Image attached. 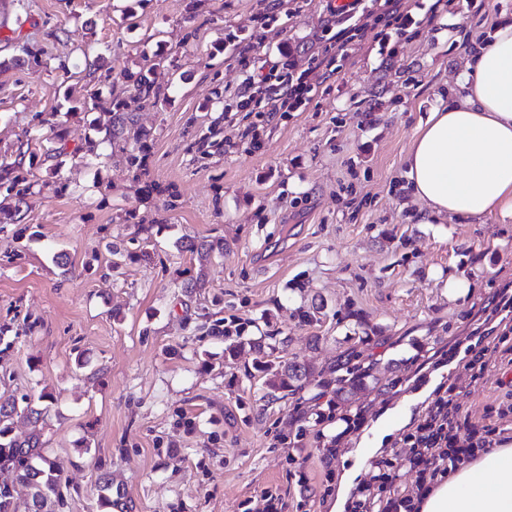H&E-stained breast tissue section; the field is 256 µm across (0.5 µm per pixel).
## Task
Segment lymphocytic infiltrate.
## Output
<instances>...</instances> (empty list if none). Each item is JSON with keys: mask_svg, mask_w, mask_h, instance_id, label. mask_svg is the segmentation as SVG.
<instances>
[{"mask_svg": "<svg viewBox=\"0 0 512 512\" xmlns=\"http://www.w3.org/2000/svg\"><path fill=\"white\" fill-rule=\"evenodd\" d=\"M274 74L279 75L280 81L267 93V110L272 115L293 110L303 96L322 87L333 71L315 65L299 73L283 74L273 62L267 72L246 79L244 93H251ZM467 417L457 401L455 387L439 394L419 423L406 434L402 452L372 461L377 483L371 488H359L351 512H418L416 495L428 492L437 479L447 476L463 460L503 441L502 430L491 425L462 429L460 422ZM405 467L417 474V487L412 494L397 485L399 472Z\"/></svg>", "mask_w": 512, "mask_h": 512, "instance_id": "f902f5d3", "label": "lymphocytic infiltrate"}]
</instances>
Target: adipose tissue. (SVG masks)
<instances>
[{
  "instance_id": "ef3b65f1",
  "label": "adipose tissue",
  "mask_w": 512,
  "mask_h": 512,
  "mask_svg": "<svg viewBox=\"0 0 512 512\" xmlns=\"http://www.w3.org/2000/svg\"><path fill=\"white\" fill-rule=\"evenodd\" d=\"M423 219L512 216V21L496 26L404 160ZM419 512H512V443L439 479Z\"/></svg>"
}]
</instances>
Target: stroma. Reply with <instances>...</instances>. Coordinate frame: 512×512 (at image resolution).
Here are the masks:
<instances>
[{
  "instance_id": "1",
  "label": "stroma",
  "mask_w": 512,
  "mask_h": 512,
  "mask_svg": "<svg viewBox=\"0 0 512 512\" xmlns=\"http://www.w3.org/2000/svg\"><path fill=\"white\" fill-rule=\"evenodd\" d=\"M189 3L0 0V155L41 114L84 143L66 95L122 93L121 71L153 69L170 96L138 112L146 179L118 151L69 161L65 190L22 207L32 238L0 223V394L54 395L59 512H101V468L128 512H332L342 479L372 482L371 461L452 384L471 422L512 429V363L479 386L465 370L485 329L512 326L491 302L512 296V217L422 223L403 164L475 48L463 33L487 37L512 0H403L414 23L382 44L384 0H363L365 37L336 44L309 102L252 104L253 143L220 97L267 60L306 69L342 27L336 0ZM90 45L105 65L73 68ZM163 51L170 66L153 68ZM215 119L224 147L205 155ZM147 182L160 191L143 203ZM217 238L223 256L204 263L180 246ZM217 322L241 337L234 353ZM262 336L309 365L302 398L272 399L253 376ZM348 352L373 371L340 394L328 371Z\"/></svg>"
}]
</instances>
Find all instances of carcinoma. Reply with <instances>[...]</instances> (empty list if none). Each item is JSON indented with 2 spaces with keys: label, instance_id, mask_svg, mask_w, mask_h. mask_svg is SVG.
<instances>
[{
  "label": "carcinoma",
  "instance_id": "cac0c4a2",
  "mask_svg": "<svg viewBox=\"0 0 512 512\" xmlns=\"http://www.w3.org/2000/svg\"><path fill=\"white\" fill-rule=\"evenodd\" d=\"M129 92L118 96H103L94 93L82 100H76L70 106V113H88L101 110L110 116L105 127L95 128V136L81 147L69 148L61 134L52 137L38 136L36 140L45 143L43 156L51 161L47 168L46 179L42 187L55 189L65 160L83 162L88 156L98 155L103 148L119 147L125 153L128 166L135 171V178H140L147 171L149 151V133L141 127L136 119V111L146 106H156L169 98L168 89L156 85L144 74L125 73ZM31 170L19 159L0 158V192L4 193L0 204V221H11L18 225L12 239H23L29 226L22 224L20 204L28 195L32 182ZM182 249L195 254L201 260L212 254H224V242L187 241ZM257 352L256 370L265 377L268 395L275 399L296 395L304 388L303 381L309 377V369L295 360L285 359L273 362L267 359V352L262 341L254 342ZM344 371L336 377L339 389L354 393L364 388L365 378L371 376L372 367L350 365L346 361L337 364L333 371ZM54 401L50 393H42L37 401L25 399L21 406L12 397H0V512H17L14 504L13 485L25 484L30 489V500L25 512H54L55 504L62 501V477L54 461L48 455L41 434L31 433L23 438L13 435L14 419L23 416L35 423L44 418L46 408L42 404ZM96 491L99 506L103 509L117 508L121 503V494H113L112 475L102 472L98 475Z\"/></svg>",
  "mask_w": 512,
  "mask_h": 512
}]
</instances>
